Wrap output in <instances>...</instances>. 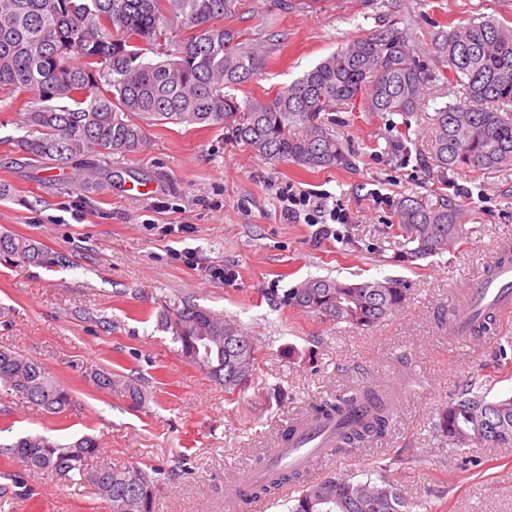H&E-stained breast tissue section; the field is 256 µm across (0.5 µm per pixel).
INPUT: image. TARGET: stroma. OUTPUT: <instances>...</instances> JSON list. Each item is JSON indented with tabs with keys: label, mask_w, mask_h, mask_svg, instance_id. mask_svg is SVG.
I'll return each instance as SVG.
<instances>
[{
	"label": "stroma",
	"mask_w": 512,
	"mask_h": 512,
	"mask_svg": "<svg viewBox=\"0 0 512 512\" xmlns=\"http://www.w3.org/2000/svg\"><path fill=\"white\" fill-rule=\"evenodd\" d=\"M246 0L226 26L260 46L268 62L238 98L288 85L349 41L395 28L430 71L448 65L433 51L437 32L491 17L512 22V0ZM460 88L433 87L409 114H368L341 105L326 113L345 143L346 165L304 170L269 162L222 127L155 124L135 151L96 158L95 179L73 185V170H49L10 145L31 93L0 100V230L68 254L48 271L0 263V349L41 362L76 399L47 414L21 395L0 393L8 437L85 434L109 448L114 465L156 466L168 477L157 512H224L239 476L277 448L280 433L316 401L364 386L391 392L388 432L365 447L312 463L305 479L330 474L384 476L419 502L420 512H512V443L454 448L436 430L449 399L479 386L512 394V365L496 364L512 338V315L493 317L472 338L450 336L470 281L497 247L512 244V169L476 173L436 166L429 150L435 108ZM327 193L349 221L325 236L288 223L277 189ZM446 196L467 234L447 252L416 261L391 233L395 205ZM175 231L163 234L165 225ZM191 251L196 264L179 254ZM225 275L213 277L214 268ZM315 277L406 280L411 300L369 330L327 322L287 303L288 291ZM190 302L236 320L258 339V365L244 393L225 396L157 331L166 302ZM135 371L145 394L131 408L97 390L94 374ZM19 496L0 477V512H93L86 490L54 475L23 476Z\"/></svg>",
	"instance_id": "1"
}]
</instances>
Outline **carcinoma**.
I'll list each match as a JSON object with an SVG mask.
<instances>
[{
	"label": "carcinoma",
	"instance_id": "1",
	"mask_svg": "<svg viewBox=\"0 0 512 512\" xmlns=\"http://www.w3.org/2000/svg\"><path fill=\"white\" fill-rule=\"evenodd\" d=\"M240 6L241 0H0V95H33L19 113L25 134L13 140L15 147L49 169L64 170L79 157L135 150L144 139V122L224 126L266 160L305 170L336 167L348 153L327 131L326 113L344 104L372 113L415 112L423 91L440 79L450 88L461 86L464 97L435 109L434 160L444 169L512 167V26L485 19L440 32L434 49L448 63L442 79L402 32L386 29L331 53L271 97L240 101L233 91L256 79L265 65L264 54L224 26ZM397 220L400 235L413 244L410 259L441 254L463 239L457 210L445 198L433 206L405 198L398 202ZM0 261L48 270L70 265L67 254L9 231H0ZM409 299L405 281L395 278H315L288 290V306L362 328L385 320ZM156 329L168 334L190 366L224 387V394L246 389L258 349L237 322L175 302L160 307ZM93 383L134 405L144 398L132 374L102 372ZM0 386L52 415L66 413L73 402L41 363L9 349H0ZM355 401L368 414L340 435L337 453L382 436L390 426L387 401L371 388L315 403L306 420L342 416ZM438 428L459 447L512 443V396L453 399L441 409ZM0 460L83 487L105 512H155L165 474L158 467L113 465L90 435L67 443L43 435L0 442ZM288 484L300 487L288 512L416 507L389 480L331 475L306 483L286 468L253 487L251 496L270 498Z\"/></svg>",
	"mask_w": 512,
	"mask_h": 512
}]
</instances>
